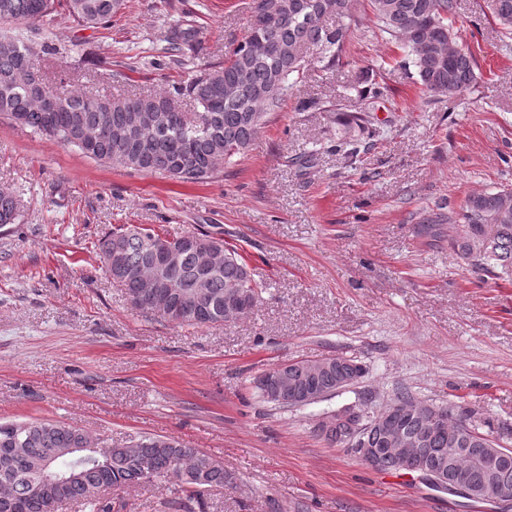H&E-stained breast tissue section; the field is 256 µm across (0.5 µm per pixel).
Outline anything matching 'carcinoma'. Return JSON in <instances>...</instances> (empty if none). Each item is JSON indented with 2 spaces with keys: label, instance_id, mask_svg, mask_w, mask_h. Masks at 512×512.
I'll return each instance as SVG.
<instances>
[{
  "label": "carcinoma",
  "instance_id": "obj_1",
  "mask_svg": "<svg viewBox=\"0 0 512 512\" xmlns=\"http://www.w3.org/2000/svg\"><path fill=\"white\" fill-rule=\"evenodd\" d=\"M353 0H258L256 11L268 10L276 20L250 26L244 40L224 64L207 67L190 81L170 91L114 98L90 91H67L51 81L39 67L42 56L56 47L36 23L65 8L86 27H105L123 0H0V22L24 20L26 29L0 36V116L14 124L45 134L85 156L134 171L159 173L180 182H201L217 166L254 145L269 112L288 94L290 78L306 67L316 52L327 63H340L351 26ZM375 35L403 51L401 63L413 67L416 81L431 95L459 97L476 81V60L456 44L455 0H369ZM486 8L507 34L512 33V0H486ZM334 15L348 24L329 27L322 18ZM192 30L177 28L169 39L170 61H176ZM53 100L55 112L47 119L42 102ZM188 98L196 112L179 111L178 101ZM335 121L348 136L371 122L366 112L334 108ZM17 197L0 192V224L19 217ZM448 225V245L459 262L492 274L512 268V188L475 192L458 208L448 207L442 220ZM198 251L183 254L177 295L166 288H144L158 278L151 253L142 237L119 228L97 246L99 256L114 249L123 253L124 273L117 275L133 308L157 315L178 326L221 325L250 315L261 302L263 288L251 277L247 264L224 242L195 232ZM220 255L216 266L201 269L202 258ZM339 365L311 372L304 360L283 363L275 370L288 374V389L315 392L322 399L336 396L340 380L359 381L364 366L351 356ZM414 405L407 391L395 394L376 414L363 416L373 443L385 436V417L393 410ZM475 412L452 413L443 427L430 428L424 413L402 416L403 432L433 468L452 465L474 467L486 447L485 435L475 430ZM0 421V512H54L57 503L76 502L90 512H123L118 497L104 499L98 490L114 492L135 485L166 481L204 506L205 491L224 487V466L211 457L165 436L132 439L103 457L94 450L99 439L51 419L28 423L23 454L14 451L9 429ZM353 426L344 421L323 440L344 447ZM73 448L72 454L61 449ZM464 452L448 456V449Z\"/></svg>",
  "mask_w": 512,
  "mask_h": 512
}]
</instances>
